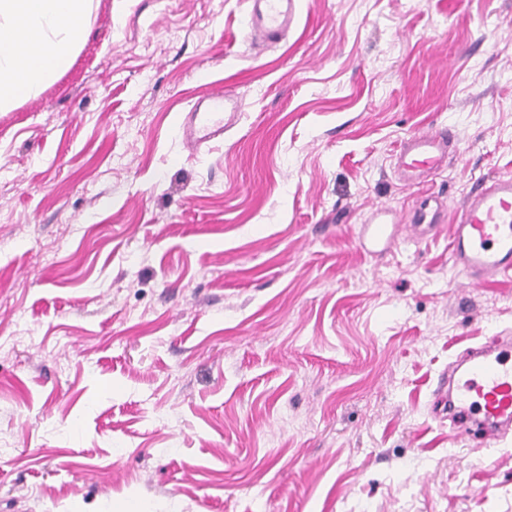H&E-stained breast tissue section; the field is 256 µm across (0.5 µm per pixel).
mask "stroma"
Here are the masks:
<instances>
[{"mask_svg":"<svg viewBox=\"0 0 512 512\" xmlns=\"http://www.w3.org/2000/svg\"><path fill=\"white\" fill-rule=\"evenodd\" d=\"M247 11L92 0L0 110V512H512V433L438 385L512 336V276L410 239L394 166L445 126L431 191L512 176V0H301L271 46ZM220 86L240 115L188 153Z\"/></svg>","mask_w":512,"mask_h":512,"instance_id":"1","label":"stroma"}]
</instances>
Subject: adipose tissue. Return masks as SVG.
I'll return each instance as SVG.
<instances>
[{
	"mask_svg": "<svg viewBox=\"0 0 512 512\" xmlns=\"http://www.w3.org/2000/svg\"><path fill=\"white\" fill-rule=\"evenodd\" d=\"M90 0H0V107L30 95L82 40Z\"/></svg>",
	"mask_w": 512,
	"mask_h": 512,
	"instance_id": "adipose-tissue-1",
	"label": "adipose tissue"
}]
</instances>
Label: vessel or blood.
Masks as SVG:
<instances>
[{
  "mask_svg": "<svg viewBox=\"0 0 512 512\" xmlns=\"http://www.w3.org/2000/svg\"><path fill=\"white\" fill-rule=\"evenodd\" d=\"M300 17L299 0H251L246 29L251 44L285 39ZM240 103L234 92H213L205 108L187 112L181 125L184 147L200 151L234 121ZM454 136L449 129H430L406 136L396 155L406 185L424 181L448 160ZM450 224V257L468 281L478 287L512 273V176H494L478 184L460 202H440L422 195L409 216L413 233ZM457 402L463 414L478 413L484 438L492 443L512 430V355L487 346L471 350L455 366Z\"/></svg>",
  "mask_w": 512,
  "mask_h": 512,
  "instance_id": "1",
  "label": "vessel or blood"
}]
</instances>
